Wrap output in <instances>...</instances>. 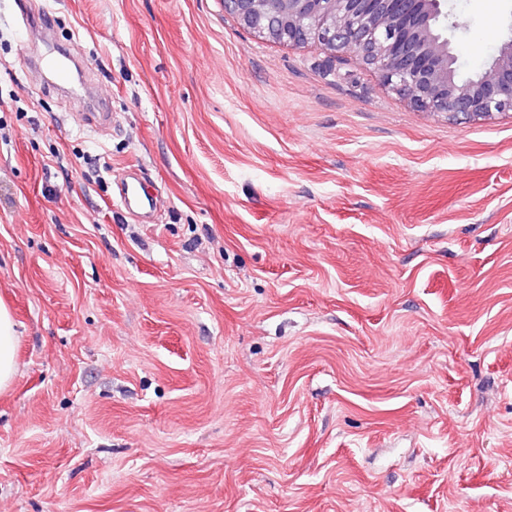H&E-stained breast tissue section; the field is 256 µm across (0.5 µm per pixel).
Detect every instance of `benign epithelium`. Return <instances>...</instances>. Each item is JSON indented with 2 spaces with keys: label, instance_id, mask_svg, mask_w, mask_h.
Listing matches in <instances>:
<instances>
[{
  "label": "benign epithelium",
  "instance_id": "7a95c632",
  "mask_svg": "<svg viewBox=\"0 0 512 512\" xmlns=\"http://www.w3.org/2000/svg\"><path fill=\"white\" fill-rule=\"evenodd\" d=\"M224 11L269 42L354 56L418 111L473 120L512 112V31L487 66L461 81L448 0H224Z\"/></svg>",
  "mask_w": 512,
  "mask_h": 512
}]
</instances>
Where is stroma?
I'll use <instances>...</instances> for the list:
<instances>
[{
    "label": "stroma",
    "instance_id": "stroma-1",
    "mask_svg": "<svg viewBox=\"0 0 512 512\" xmlns=\"http://www.w3.org/2000/svg\"><path fill=\"white\" fill-rule=\"evenodd\" d=\"M451 2L464 79L512 0ZM28 5L112 128L0 0V512H512V115L416 111L224 0ZM29 68L41 76L47 75L49 70L57 73H66L69 70V63L72 61L71 52L58 51L54 57L45 55H28ZM129 170L122 171L117 175L116 184L120 189V197L124 205L129 209L148 206L155 208L156 198L150 195L142 181L132 177ZM16 325L10 311L0 304V389L7 388L16 373Z\"/></svg>",
    "mask_w": 512,
    "mask_h": 512
}]
</instances>
